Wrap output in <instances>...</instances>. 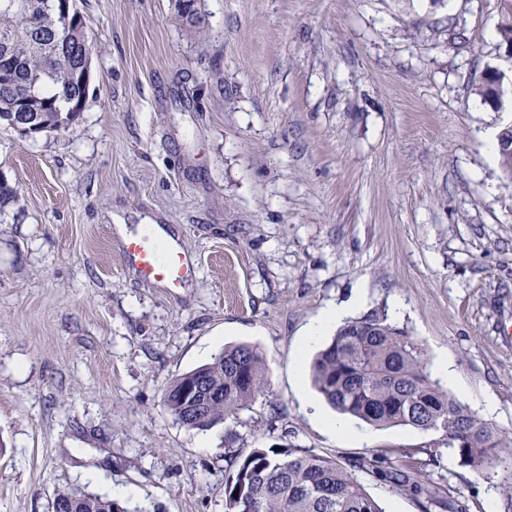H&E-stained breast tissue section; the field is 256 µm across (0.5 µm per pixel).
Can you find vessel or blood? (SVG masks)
<instances>
[{
  "mask_svg": "<svg viewBox=\"0 0 512 512\" xmlns=\"http://www.w3.org/2000/svg\"><path fill=\"white\" fill-rule=\"evenodd\" d=\"M123 255L134 263L142 278L166 288L178 287L194 272L182 253L161 252L149 233L129 238L123 246Z\"/></svg>",
  "mask_w": 512,
  "mask_h": 512,
  "instance_id": "vessel-or-blood-1",
  "label": "vessel or blood"
}]
</instances>
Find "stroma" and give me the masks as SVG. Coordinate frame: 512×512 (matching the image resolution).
Instances as JSON below:
<instances>
[{
    "label": "stroma",
    "mask_w": 512,
    "mask_h": 512,
    "mask_svg": "<svg viewBox=\"0 0 512 512\" xmlns=\"http://www.w3.org/2000/svg\"><path fill=\"white\" fill-rule=\"evenodd\" d=\"M93 47L79 123L0 125V512L123 489L137 512H224L226 450L383 458L504 512L512 466L479 476L443 431L375 427L297 375L330 305L385 310L442 390L512 437V181L477 94L512 58L497 0H74ZM155 220L198 267L168 290L125 261L114 217ZM248 344L266 388L200 431L164 387ZM455 376L447 378L443 366ZM385 512H420L356 469Z\"/></svg>",
    "instance_id": "obj_1"
}]
</instances>
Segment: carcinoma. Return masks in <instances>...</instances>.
Listing matches in <instances>:
<instances>
[{
    "instance_id": "cac0c4a2",
    "label": "carcinoma",
    "mask_w": 512,
    "mask_h": 512,
    "mask_svg": "<svg viewBox=\"0 0 512 512\" xmlns=\"http://www.w3.org/2000/svg\"><path fill=\"white\" fill-rule=\"evenodd\" d=\"M48 0H0V113L12 112L26 93L32 107L57 116L72 126L84 106L88 84L80 79L62 82L53 75L59 46L67 47L68 70L81 71L88 63L85 27H64L62 17L47 7ZM177 17L199 25L196 0H177ZM500 42L512 40V0H498L496 25ZM498 166L512 179V126L498 135ZM314 386L337 412L374 426H410L443 430L461 466L483 475L500 464L512 463V446L489 424L443 391L426 370L420 344L391 324L384 311L374 309L341 325L331 342L312 360ZM203 385L222 392L204 401L201 411L190 410L188 386ZM265 389L263 359L248 345L227 346L212 362L190 370L165 388L163 404L182 426L208 429L235 414ZM225 487V512H383L355 473L335 461L296 448H255L230 456ZM380 477L413 492L423 512H469L453 494L443 498L439 489L395 468L377 469ZM54 502H71L75 512H131L118 500L70 489Z\"/></svg>"
}]
</instances>
